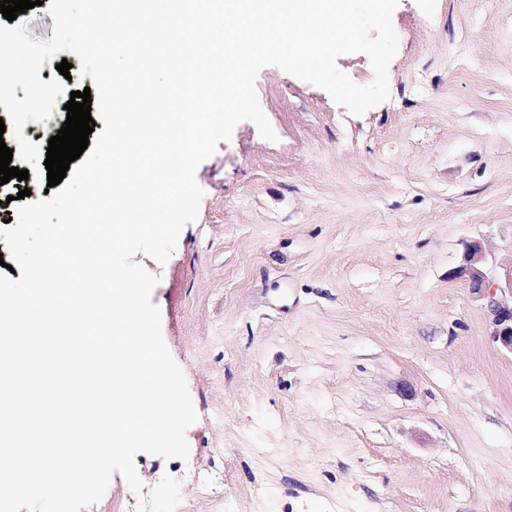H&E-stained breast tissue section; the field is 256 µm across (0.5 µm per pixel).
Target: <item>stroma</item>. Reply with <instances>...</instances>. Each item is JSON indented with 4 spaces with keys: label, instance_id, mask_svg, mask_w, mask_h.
<instances>
[{
    "label": "stroma",
    "instance_id": "1",
    "mask_svg": "<svg viewBox=\"0 0 512 512\" xmlns=\"http://www.w3.org/2000/svg\"><path fill=\"white\" fill-rule=\"evenodd\" d=\"M392 21L387 101L264 67L277 141L236 124L167 263L134 257L198 415L188 460L135 465L184 512H512V352L459 273L512 253V0Z\"/></svg>",
    "mask_w": 512,
    "mask_h": 512
}]
</instances>
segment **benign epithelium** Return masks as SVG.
<instances>
[{"instance_id": "obj_1", "label": "benign epithelium", "mask_w": 512, "mask_h": 512, "mask_svg": "<svg viewBox=\"0 0 512 512\" xmlns=\"http://www.w3.org/2000/svg\"><path fill=\"white\" fill-rule=\"evenodd\" d=\"M465 264L460 273L466 275L473 287L493 289L489 295L492 316L490 336L493 342L512 352V255L492 264L495 271L493 282H488L485 270L487 254L477 242L466 245Z\"/></svg>"}]
</instances>
